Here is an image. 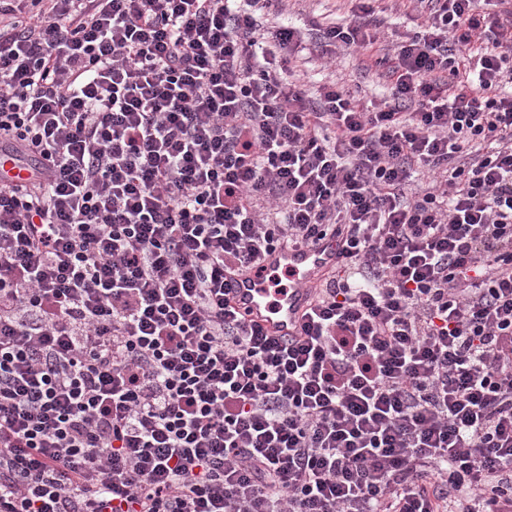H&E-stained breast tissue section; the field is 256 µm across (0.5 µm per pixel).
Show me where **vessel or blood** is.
I'll return each mask as SVG.
<instances>
[{
    "label": "vessel or blood",
    "mask_w": 512,
    "mask_h": 512,
    "mask_svg": "<svg viewBox=\"0 0 512 512\" xmlns=\"http://www.w3.org/2000/svg\"><path fill=\"white\" fill-rule=\"evenodd\" d=\"M339 251L334 240L270 250L249 272L229 278L232 303L270 334L296 335L308 308L311 286L335 267ZM279 273L287 275L288 289L269 296L264 282Z\"/></svg>",
    "instance_id": "obj_1"
}]
</instances>
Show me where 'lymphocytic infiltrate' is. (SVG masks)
<instances>
[{
	"mask_svg": "<svg viewBox=\"0 0 512 512\" xmlns=\"http://www.w3.org/2000/svg\"><path fill=\"white\" fill-rule=\"evenodd\" d=\"M273 2L0 0V512H512V0H410L370 104L285 74L377 0ZM336 237L298 334L232 305ZM347 0H288L286 12L279 18V22L290 20L302 28L308 37H316L317 30H310L312 21L320 23L323 27L340 25L348 21Z\"/></svg>",
	"mask_w": 512,
	"mask_h": 512,
	"instance_id": "1",
	"label": "lymphocytic infiltrate"
}]
</instances>
